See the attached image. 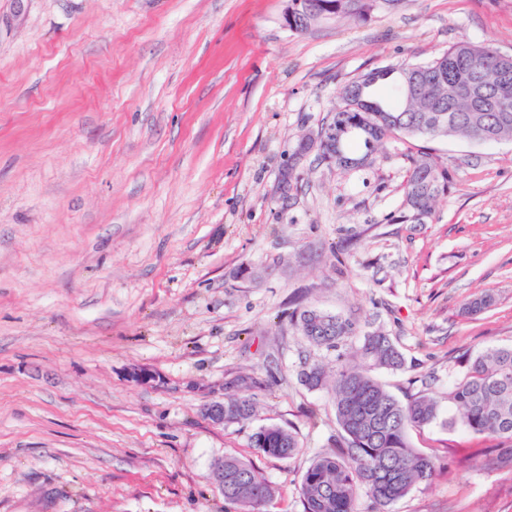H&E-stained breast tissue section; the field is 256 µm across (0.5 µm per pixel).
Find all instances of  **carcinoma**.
Segmentation results:
<instances>
[{
  "label": "carcinoma",
  "instance_id": "obj_1",
  "mask_svg": "<svg viewBox=\"0 0 512 512\" xmlns=\"http://www.w3.org/2000/svg\"><path fill=\"white\" fill-rule=\"evenodd\" d=\"M324 17L363 21L379 6V0H315ZM414 68L420 89L407 100L402 71ZM480 81L503 90L506 103L494 112H473L464 98L448 97V82ZM342 105L321 125L336 133L338 147L334 166L344 167L352 145L364 148L363 156L376 152L388 139L419 136L465 137L473 140L496 137L512 139V59L497 56L490 44L458 42L426 63L402 62L371 70L345 84ZM453 116L451 122L434 124L438 113ZM448 191V170L422 152L412 158L405 186L401 222L424 223L435 198ZM302 336L316 346H336L354 331V322L315 309L296 314ZM363 366L341 369L327 380L325 369L313 363L301 373L309 389L330 387L341 435L335 449L312 460L304 473L300 497L303 512H355L359 489H365L378 512L429 481L435 472L433 459L413 448L408 429L436 420L438 403L426 397L404 405L370 375L373 368L398 369L403 357L382 334L364 337L360 347ZM462 423L473 433L491 435L512 443V348L488 351L469 364L466 377L450 392ZM224 406L235 412L224 416L234 423L251 419L256 403L246 395H229ZM251 447L264 455L287 459L298 452L294 433L272 424L258 428ZM220 494L236 512H263L272 499L273 486L252 465L233 455L224 456V471L214 461Z\"/></svg>",
  "mask_w": 512,
  "mask_h": 512
}]
</instances>
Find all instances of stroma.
I'll return each mask as SVG.
<instances>
[{"instance_id": "1", "label": "stroma", "mask_w": 512, "mask_h": 512, "mask_svg": "<svg viewBox=\"0 0 512 512\" xmlns=\"http://www.w3.org/2000/svg\"><path fill=\"white\" fill-rule=\"evenodd\" d=\"M286 7L0 0V512H234L212 469L227 454L274 487L264 512H303L341 429L300 373L354 365L372 333L405 360L373 377L443 415L410 430L435 474L391 512H512V464H487L502 441L448 401L472 359L512 347V141L391 139L353 169L310 154L279 189L349 81L459 41L512 54V0H396L302 33ZM420 151L449 190L394 223ZM484 292L495 304L464 315ZM300 306L355 331L315 346ZM244 378L253 418H207ZM269 424L296 455L250 447Z\"/></svg>"}]
</instances>
